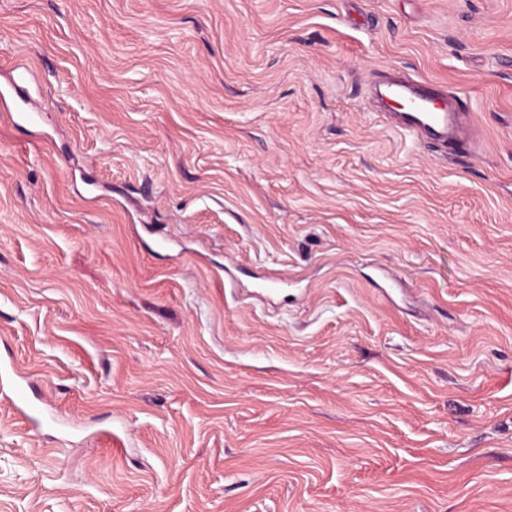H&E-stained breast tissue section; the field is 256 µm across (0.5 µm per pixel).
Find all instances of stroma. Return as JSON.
Listing matches in <instances>:
<instances>
[{"label":"stroma","instance_id":"obj_1","mask_svg":"<svg viewBox=\"0 0 512 512\" xmlns=\"http://www.w3.org/2000/svg\"><path fill=\"white\" fill-rule=\"evenodd\" d=\"M18 80L0 512H512V0H0ZM391 96L402 104L404 121L402 129L418 138L423 132H430L440 146L448 148V106L443 96L426 90H405L395 84Z\"/></svg>","mask_w":512,"mask_h":512}]
</instances>
